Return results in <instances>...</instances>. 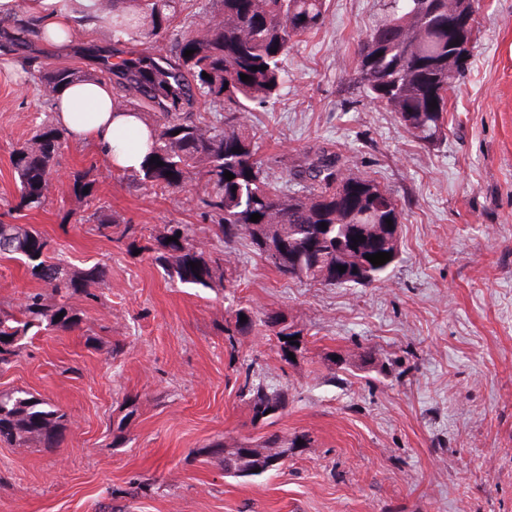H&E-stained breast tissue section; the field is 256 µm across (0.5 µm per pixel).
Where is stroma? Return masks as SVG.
Here are the masks:
<instances>
[{"label": "stroma", "instance_id": "35a3bbf8", "mask_svg": "<svg viewBox=\"0 0 512 512\" xmlns=\"http://www.w3.org/2000/svg\"><path fill=\"white\" fill-rule=\"evenodd\" d=\"M383 4L328 0L322 28L290 52L280 95L252 116L261 156L293 163L324 145L393 193L399 255L366 287L284 277L245 240L229 255L234 295L170 279L152 254L101 236L95 205L150 237L189 225L210 248L216 214L188 187L129 188L89 142L67 141L43 208L18 209L11 152L53 119L35 62L99 74L112 35L0 51V223L34 225L73 269L108 270L97 302L71 300L86 320L31 330L0 371V392L29 391L66 415L60 447L0 445V512H512V0H479L473 57L433 147L355 83L358 43ZM78 173L96 201L74 190ZM44 288L0 258V308ZM240 309L297 331L295 360L262 325L227 341ZM249 369L288 393L272 424L254 423L240 395ZM272 433L307 444L257 477L226 476L207 450Z\"/></svg>", "mask_w": 512, "mask_h": 512}]
</instances>
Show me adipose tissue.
Returning a JSON list of instances; mask_svg holds the SVG:
<instances>
[{"mask_svg": "<svg viewBox=\"0 0 512 512\" xmlns=\"http://www.w3.org/2000/svg\"><path fill=\"white\" fill-rule=\"evenodd\" d=\"M59 0H0V21L12 20L17 9L37 18L42 40L56 44L69 42L77 24L99 26L97 0H71L68 10L58 9ZM53 118L76 141H92L111 167L134 172L140 170L147 153L149 127L139 115L117 110L112 105L108 82L84 79L54 94Z\"/></svg>", "mask_w": 512, "mask_h": 512, "instance_id": "1", "label": "adipose tissue"}]
</instances>
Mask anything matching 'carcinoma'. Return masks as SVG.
<instances>
[{
    "mask_svg": "<svg viewBox=\"0 0 512 512\" xmlns=\"http://www.w3.org/2000/svg\"><path fill=\"white\" fill-rule=\"evenodd\" d=\"M131 2L133 12L112 10V56L117 62L106 71L112 75V95L119 106L136 112L141 104L158 120L152 124L141 170L123 177L156 193L182 188L191 181L190 174H196L193 192L220 217L216 228L221 242L228 246L249 240L285 276L334 285L341 265L366 271L361 278H346L344 286L382 280L394 260L375 266L365 255L387 251L386 220L401 223L402 210L393 194L370 179L345 175L340 158L320 147L309 151L291 172L294 180L306 173L310 181L298 190H286L270 179L276 159L258 155L251 132L252 112L283 89L288 54L320 28L326 0H212L210 10L184 18L170 55L128 57L122 46L159 42L182 12L180 0ZM36 27L34 18L18 20L10 45L26 44ZM187 50L193 51L189 57L184 56ZM357 56L356 82L366 97L386 101L396 113H408L405 131L422 145L443 140L448 93L464 72L448 69V0H385L384 15L360 40ZM261 65L266 69L252 70ZM204 72L209 78H203ZM243 74L251 80L242 81ZM79 77V71L67 65L38 67V80L48 94ZM201 100L220 109L219 118L195 111ZM66 135L65 129L44 123L30 142L13 150L19 208L40 209L47 202ZM156 156L163 165L150 163ZM227 171L235 178L225 179ZM254 213L260 215L257 222L250 221ZM90 219L101 236L152 253L173 280L203 288L236 287V280L224 278V251L214 255L199 249L185 225H172L163 236L144 243L135 225L121 224L102 210H95ZM357 235L364 241L354 242ZM169 237L177 241L169 242ZM2 242L8 247L0 249V256L21 261L51 293L28 294L16 314L0 310L1 370L19 356L21 341L31 329L46 325L65 331L82 323L87 311L70 300L78 294L97 300L89 287L107 278L106 268L98 263L71 271L48 260L52 240L30 224L1 223ZM192 262L199 267L192 268ZM240 391L255 423H267L288 406L287 392L249 373ZM64 429L65 414L45 400L22 390L0 394V443L21 447L37 442L56 448ZM209 448L224 455V473L234 478L260 476L288 459V449L275 434L257 445L226 449L215 441Z\"/></svg>",
    "mask_w": 512,
    "mask_h": 512,
    "instance_id": "cac0c4a2",
    "label": "carcinoma"
}]
</instances>
